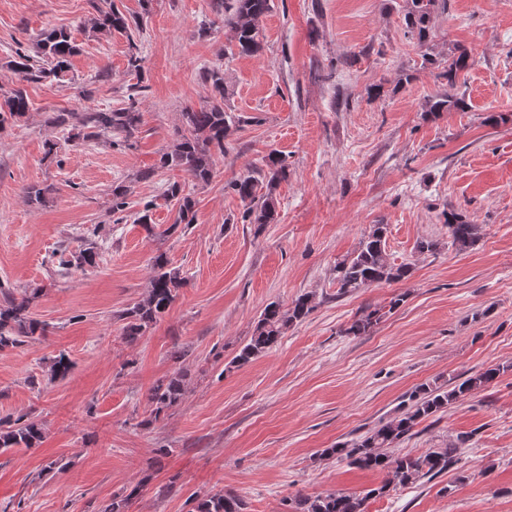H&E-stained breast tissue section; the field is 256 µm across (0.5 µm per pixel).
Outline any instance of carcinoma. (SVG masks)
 I'll list each match as a JSON object with an SVG mask.
<instances>
[{
  "mask_svg": "<svg viewBox=\"0 0 512 512\" xmlns=\"http://www.w3.org/2000/svg\"><path fill=\"white\" fill-rule=\"evenodd\" d=\"M404 21L407 34L425 47L430 34L433 15L447 7L448 0H404ZM273 0H219L218 7L224 10V27L232 33V40L224 51L244 56H257L264 49L259 20L271 11ZM95 14L84 22L94 33H126L136 20L129 19L114 4L107 8L94 6ZM79 53V46L65 28H50L41 34L33 52L17 48L15 57L7 62L11 72L12 87H0V125L9 119L22 117L28 111L27 83H38L59 79L70 69V59ZM470 66V54L465 48L443 66L438 78L443 80V89L425 102L426 112L437 115L441 112L465 111L468 108L466 94L457 90L459 72ZM205 82L211 88L213 102L198 108H188L180 113L181 134L172 149L161 154L158 167L178 169L186 173L198 185L208 184L214 176V157L224 154L225 141L232 126L240 122L224 109L226 94L224 71L213 67L203 72ZM130 105L112 111L93 110L87 112H60L55 118L57 125L69 128L67 141H88L99 137H115L112 146L119 149L133 146L132 138L142 123V113L136 106L135 94H129ZM262 179L247 174L227 184L235 195L245 203L241 215L244 224L259 227L273 224L277 220L276 190L280 182L288 178V163L282 152L273 150L264 159ZM129 189L123 182L112 184V212L124 211ZM47 189L39 184L25 188L27 205L38 207L45 202ZM164 199L176 201L178 206L174 224L166 232H175L182 224L195 222L196 201L184 192L177 182L167 184ZM448 231L453 242L462 248L472 246L478 239V226L469 224L456 214L447 218ZM387 225L374 224L361 239L358 248L350 256L336 263L334 271L336 287L341 295L357 292L374 284L405 279L410 274L407 265L395 266L386 257ZM104 243L95 235L83 236V246L70 254L57 250L52 262L60 270L93 267L100 258ZM185 285V277L179 269L170 265L164 254L153 258L145 294L131 306L118 314L123 321L124 340L133 344L144 336L152 325L160 321L174 303L178 291ZM39 287L25 290L20 295L0 285V351L13 349L42 336L47 324L31 315V309L41 297ZM313 295L304 293L291 305L285 307L271 301L260 312L252 335L246 344L228 363V367H242L273 349L293 324L302 321L313 310ZM383 313L379 309L365 312L355 318L344 329L348 336L369 334ZM73 363L61 352L50 361L49 380H63L71 372ZM508 367L495 366L458 377L448 386L423 385L416 388L403 404L407 408L394 418L374 428L352 447L328 448L330 456H337L348 464L366 471L387 474L381 485L362 495L341 492H325L315 496L300 497L295 501L294 512H365L366 501L382 496L392 488L405 487L429 481L458 469L461 449L450 444L428 453L393 457L386 449L393 447L412 435L420 422L448 406L488 388ZM187 370L181 368L164 380L158 381L149 391L148 403L151 424L160 419L185 394ZM44 438L42 425L28 415L0 419V454L14 448H34ZM244 501L234 494L217 492L196 498L192 512H244Z\"/></svg>",
  "mask_w": 512,
  "mask_h": 512,
  "instance_id": "cac0c4a2",
  "label": "carcinoma"
}]
</instances>
